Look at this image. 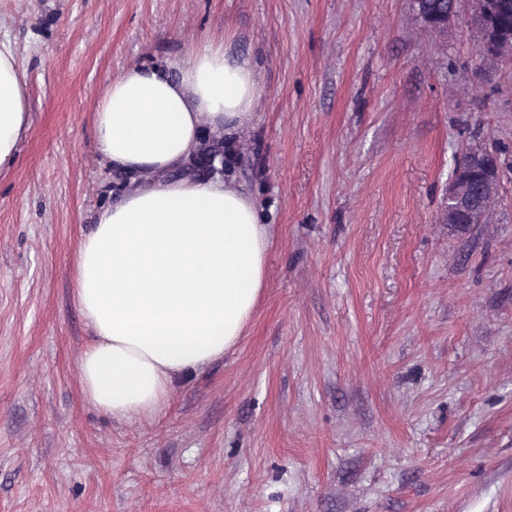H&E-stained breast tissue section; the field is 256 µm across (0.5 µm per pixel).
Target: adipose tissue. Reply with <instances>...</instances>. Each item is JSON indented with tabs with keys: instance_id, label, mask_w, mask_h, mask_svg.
<instances>
[{
	"instance_id": "1",
	"label": "adipose tissue",
	"mask_w": 512,
	"mask_h": 512,
	"mask_svg": "<svg viewBox=\"0 0 512 512\" xmlns=\"http://www.w3.org/2000/svg\"><path fill=\"white\" fill-rule=\"evenodd\" d=\"M231 34L184 59L128 66L96 103L94 147L132 180L95 213L74 268L92 331L79 364L90 403L114 420L151 419L184 375L234 348L263 293L269 229L251 196L222 180L168 179L205 132L232 134L262 96ZM29 122L26 82L0 39V171ZM154 173V181L138 183Z\"/></svg>"
}]
</instances>
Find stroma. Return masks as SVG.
<instances>
[{
  "mask_svg": "<svg viewBox=\"0 0 512 512\" xmlns=\"http://www.w3.org/2000/svg\"><path fill=\"white\" fill-rule=\"evenodd\" d=\"M234 31L265 92L231 138L269 226L245 335L152 420L86 399L74 301L107 167L96 102ZM29 125L0 171V512H512V73L412 0H0ZM504 167L445 224L465 146Z\"/></svg>",
  "mask_w": 512,
  "mask_h": 512,
  "instance_id": "35a3bbf8",
  "label": "stroma"
}]
</instances>
